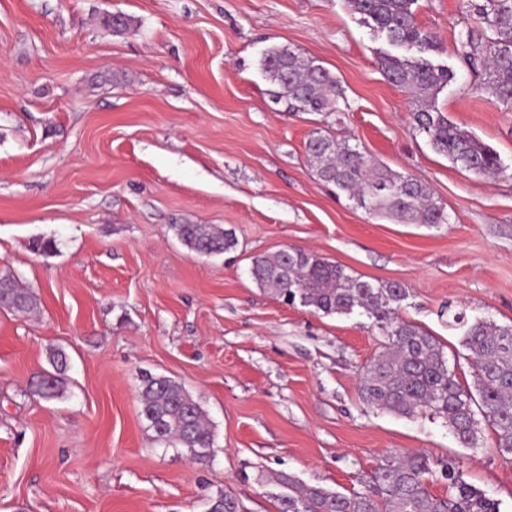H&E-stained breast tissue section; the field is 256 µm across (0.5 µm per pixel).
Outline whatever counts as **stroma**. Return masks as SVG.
Here are the masks:
<instances>
[{"label": "stroma", "instance_id": "35a3bbf8", "mask_svg": "<svg viewBox=\"0 0 512 512\" xmlns=\"http://www.w3.org/2000/svg\"><path fill=\"white\" fill-rule=\"evenodd\" d=\"M131 19L121 33L105 15ZM434 61L455 77L436 106L499 156L488 181L413 129L411 94L382 74L386 47L346 0H0V272L38 299L0 310V512H281L287 480L362 491L390 450L458 463L512 512V458L490 428L479 450L442 420L368 406L360 374L382 338L369 319L281 303L250 276L288 246L408 290L401 314L446 356L447 305L512 324V112L476 92L453 36L466 0H418ZM318 59L343 92L333 112H292L269 93L262 53ZM317 131L427 184L450 221L374 218L317 178ZM176 224H216L237 245L190 252ZM62 398L35 395L51 354ZM199 399L215 454L156 444L141 420L145 375Z\"/></svg>", "mask_w": 512, "mask_h": 512}]
</instances>
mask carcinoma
Here are the masks:
<instances>
[{"instance_id":"cac0c4a2","label":"carcinoma","mask_w":512,"mask_h":512,"mask_svg":"<svg viewBox=\"0 0 512 512\" xmlns=\"http://www.w3.org/2000/svg\"><path fill=\"white\" fill-rule=\"evenodd\" d=\"M417 0H347L349 7L373 23L389 49L378 66L393 84L408 89L415 101L414 128L435 151L456 167L491 179L501 172L497 153L458 127L436 108L438 93L455 73L424 57L438 50L437 37L417 21ZM474 24L454 38L455 56L479 78L478 89L496 97L512 112V0H468ZM262 70L279 97L297 112H331L341 96L335 77L317 63L286 46L268 50ZM310 167L319 180L348 195L349 200L377 218L405 224H447L448 213L429 186L410 175L368 158L358 146L330 133H318L306 144ZM180 241L197 255H219L234 248L236 238L210 224H175ZM250 273L257 285L283 301L295 299L325 315L354 311L371 320L383 341L364 367L363 400L402 417L429 415L445 421L465 448L481 447L480 422L495 434V448L512 457V325L484 317L469 319L465 309L448 308V325L462 330L460 354L473 376L464 386L448 368L440 342L428 331L399 315L407 288L398 282L371 283L341 265L299 248L253 259ZM35 296L21 288L10 272H0V309L28 312ZM54 372L36 384L44 399L59 398L67 357L53 353ZM140 414L156 442L181 447L204 463L214 453L215 437L206 413L179 382L148 375L139 391ZM448 482V494L436 496L430 483ZM286 512H500L499 504L462 479L459 466L433 459L423 451L395 450L374 470L366 489L345 495L306 486L282 497ZM208 512H241L235 496L212 500Z\"/></svg>"}]
</instances>
